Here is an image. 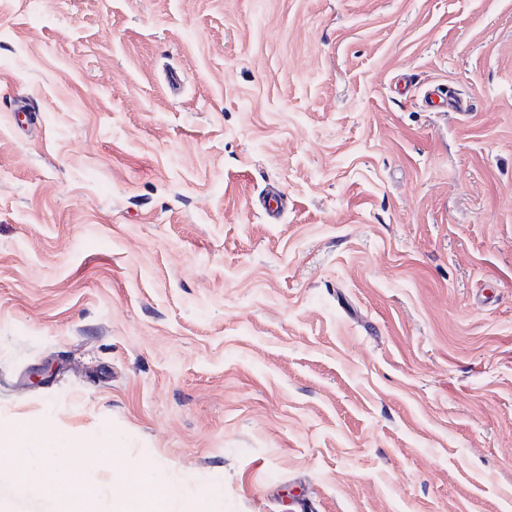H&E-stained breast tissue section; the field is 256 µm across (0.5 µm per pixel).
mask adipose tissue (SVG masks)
<instances>
[{
	"instance_id": "1",
	"label": "adipose tissue",
	"mask_w": 512,
	"mask_h": 512,
	"mask_svg": "<svg viewBox=\"0 0 512 512\" xmlns=\"http://www.w3.org/2000/svg\"><path fill=\"white\" fill-rule=\"evenodd\" d=\"M0 452L15 460L12 487H36L56 502L59 512H96V492L75 478V470L94 461L106 475L114 473L111 455L100 448L81 441L61 443L26 422L0 432ZM58 454L71 458L72 471L57 469L53 459ZM132 468L139 471L141 478L126 485L123 498L115 504L116 512H168L170 503L181 500L179 486L166 482L140 463H133Z\"/></svg>"
}]
</instances>
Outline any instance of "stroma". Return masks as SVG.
<instances>
[{
    "instance_id": "obj_1",
    "label": "stroma",
    "mask_w": 512,
    "mask_h": 512,
    "mask_svg": "<svg viewBox=\"0 0 512 512\" xmlns=\"http://www.w3.org/2000/svg\"><path fill=\"white\" fill-rule=\"evenodd\" d=\"M24 421L217 512H512V0H0ZM224 498V484L216 480L204 488L199 489L196 497L184 507L189 509L182 512H216L215 505Z\"/></svg>"
}]
</instances>
